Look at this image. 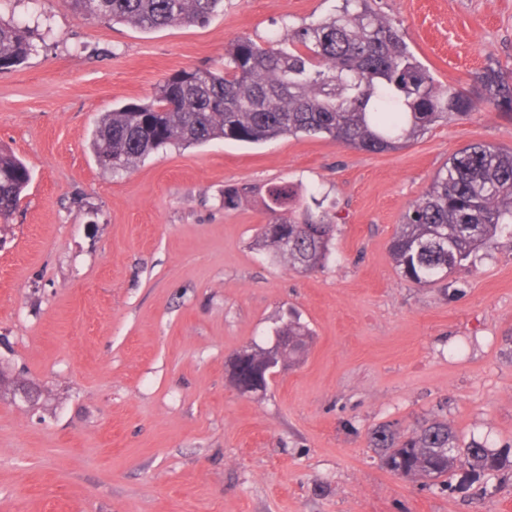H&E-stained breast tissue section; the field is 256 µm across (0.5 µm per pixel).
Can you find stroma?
<instances>
[{"instance_id": "35a3bbf8", "label": "stroma", "mask_w": 512, "mask_h": 512, "mask_svg": "<svg viewBox=\"0 0 512 512\" xmlns=\"http://www.w3.org/2000/svg\"><path fill=\"white\" fill-rule=\"evenodd\" d=\"M338 0H224L203 26L141 31L66 0H0L34 49L0 70V147L32 180L0 223V367L44 403L0 401V512H512V478L426 489L381 468L368 434L448 421L464 440L512 446V244L479 251L441 284L401 277L388 244L459 148L512 147L491 106L410 146L365 153L314 136L165 147L127 171L90 146L107 112L153 101L182 69L221 71L240 36L335 13ZM442 85L475 91L512 70V0H371ZM288 183L335 211L311 274L253 245L260 195ZM299 315L307 354L266 393L226 370Z\"/></svg>"}]
</instances>
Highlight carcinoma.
<instances>
[{
    "label": "carcinoma",
    "instance_id": "1",
    "mask_svg": "<svg viewBox=\"0 0 512 512\" xmlns=\"http://www.w3.org/2000/svg\"><path fill=\"white\" fill-rule=\"evenodd\" d=\"M76 12L142 31L172 25H204L224 0H68ZM34 50L32 31L0 20V70L20 65ZM473 93L442 86L409 49L403 33L370 0H341L324 20L287 27L261 46L249 37L226 51L224 71L183 69L158 86L153 102L127 104L107 113L93 131L90 147L104 168L130 169L167 145H200L224 138L266 142L284 135L320 134L369 153L403 148L435 123L463 118L489 104L512 112V71L489 66L476 76ZM31 179L26 165L0 148V220L18 209ZM254 193L249 187L224 191L234 209ZM271 220L261 225L255 245L289 269L312 273L332 253L336 216L300 203L288 184L265 189ZM512 238V148L473 143L456 151L435 174L427 191L402 215L389 243L401 275L424 287L448 278L481 249ZM288 340L238 357L230 379L236 389L260 382L257 372L271 360H295L310 339L309 329L290 322L275 329ZM382 468L430 486L448 484L465 471L472 481L512 469V448L464 443L448 421L434 417L404 433L384 423L369 434Z\"/></svg>",
    "mask_w": 512,
    "mask_h": 512
}]
</instances>
